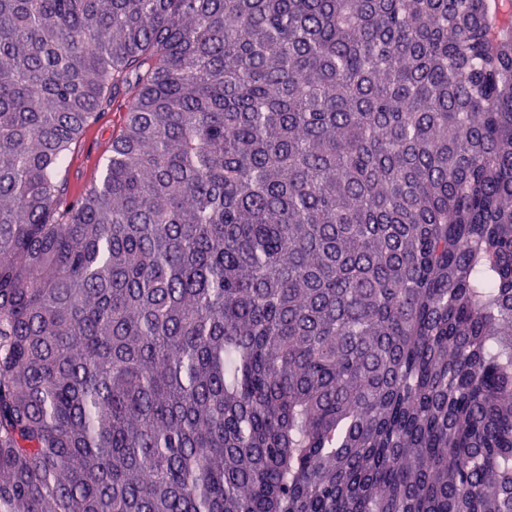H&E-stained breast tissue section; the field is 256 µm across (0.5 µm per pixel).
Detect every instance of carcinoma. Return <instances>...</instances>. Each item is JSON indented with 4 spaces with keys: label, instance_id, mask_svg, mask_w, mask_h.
<instances>
[{
    "label": "carcinoma",
    "instance_id": "cac0c4a2",
    "mask_svg": "<svg viewBox=\"0 0 512 512\" xmlns=\"http://www.w3.org/2000/svg\"><path fill=\"white\" fill-rule=\"evenodd\" d=\"M0 512H512V0H0Z\"/></svg>",
    "mask_w": 512,
    "mask_h": 512
}]
</instances>
